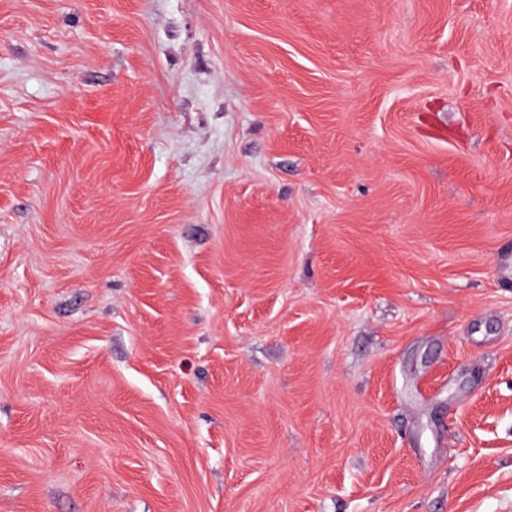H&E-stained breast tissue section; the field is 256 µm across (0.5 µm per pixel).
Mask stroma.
Masks as SVG:
<instances>
[{
	"mask_svg": "<svg viewBox=\"0 0 512 512\" xmlns=\"http://www.w3.org/2000/svg\"><path fill=\"white\" fill-rule=\"evenodd\" d=\"M512 0H0V512H512Z\"/></svg>",
	"mask_w": 512,
	"mask_h": 512,
	"instance_id": "obj_1",
	"label": "stroma"
}]
</instances>
